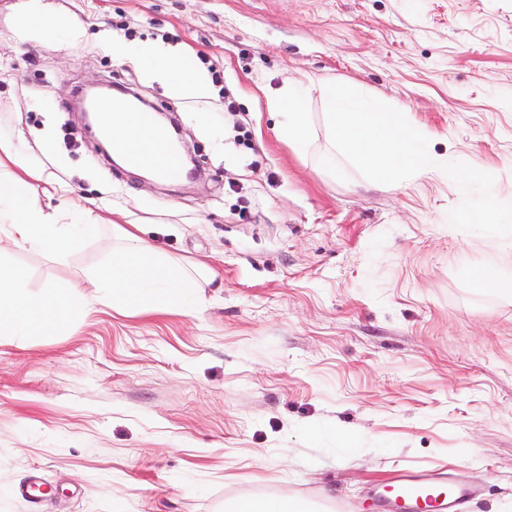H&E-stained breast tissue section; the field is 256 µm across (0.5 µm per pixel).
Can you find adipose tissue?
Returning <instances> with one entry per match:
<instances>
[{
  "label": "adipose tissue",
  "instance_id": "obj_1",
  "mask_svg": "<svg viewBox=\"0 0 512 512\" xmlns=\"http://www.w3.org/2000/svg\"><path fill=\"white\" fill-rule=\"evenodd\" d=\"M25 179L13 175L0 182V202H7L12 219L9 239L18 247L65 256L75 241L66 225L56 223L39 203L28 196ZM110 261L94 269L89 279L94 286L112 291V297L129 309L147 304L184 310L200 299L208 272L187 269L176 259L160 256L123 225L112 227L108 245ZM471 281L501 295H512V255L486 258L472 266ZM27 274L18 266L0 264V343H24L37 337L53 336L72 317L73 300L67 291L47 288L29 291Z\"/></svg>",
  "mask_w": 512,
  "mask_h": 512
}]
</instances>
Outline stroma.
<instances>
[{
  "instance_id": "1",
  "label": "stroma",
  "mask_w": 512,
  "mask_h": 512,
  "mask_svg": "<svg viewBox=\"0 0 512 512\" xmlns=\"http://www.w3.org/2000/svg\"><path fill=\"white\" fill-rule=\"evenodd\" d=\"M147 47L189 59L202 93L145 72ZM95 83L177 123L196 179L112 165L78 109ZM329 83L407 113L436 159L512 202V0H0V140L79 230L62 258L0 232L30 291L79 306L59 335L0 344V512L280 495L365 512L391 470L478 487L466 512H512V297L468 277L512 237L451 226L445 173L366 187L322 163ZM291 85L302 149L269 107ZM116 224L209 266L200 303L129 314L93 288Z\"/></svg>"
}]
</instances>
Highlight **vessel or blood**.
<instances>
[{"instance_id": "vessel-or-blood-1", "label": "vessel or blood", "mask_w": 512, "mask_h": 512, "mask_svg": "<svg viewBox=\"0 0 512 512\" xmlns=\"http://www.w3.org/2000/svg\"><path fill=\"white\" fill-rule=\"evenodd\" d=\"M142 126L146 145L142 150L128 152V159L136 165L150 163L163 177L177 175L178 156L167 137L158 133L150 120H143ZM476 495V489L471 487L452 482L440 489L435 481L403 471L391 472L383 483L373 488L374 501L386 512H459Z\"/></svg>"}]
</instances>
